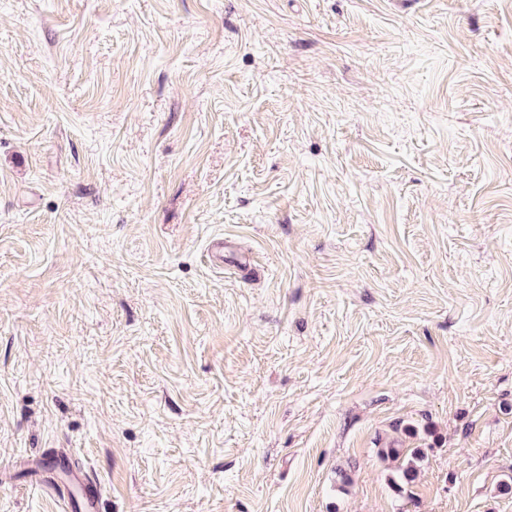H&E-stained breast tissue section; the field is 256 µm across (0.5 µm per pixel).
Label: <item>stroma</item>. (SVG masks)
Masks as SVG:
<instances>
[{"mask_svg": "<svg viewBox=\"0 0 512 512\" xmlns=\"http://www.w3.org/2000/svg\"><path fill=\"white\" fill-rule=\"evenodd\" d=\"M60 448L100 512H512V0H0V512ZM405 451L406 452L404 453V448H386V450H382L386 457L391 456L393 459H400L403 457L399 469L401 471L402 478L407 484H409L415 480L418 472L417 463L422 460V454L419 448H406Z\"/></svg>", "mask_w": 512, "mask_h": 512, "instance_id": "35a3bbf8", "label": "stroma"}]
</instances>
